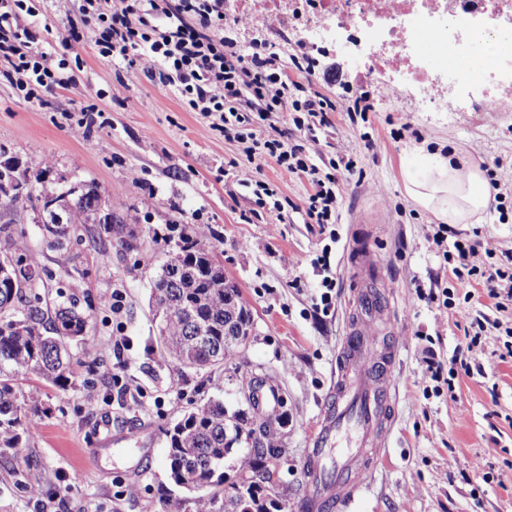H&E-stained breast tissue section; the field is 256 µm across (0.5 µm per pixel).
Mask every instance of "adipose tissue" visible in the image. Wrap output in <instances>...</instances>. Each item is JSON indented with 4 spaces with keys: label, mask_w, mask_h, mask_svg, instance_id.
<instances>
[{
    "label": "adipose tissue",
    "mask_w": 512,
    "mask_h": 512,
    "mask_svg": "<svg viewBox=\"0 0 512 512\" xmlns=\"http://www.w3.org/2000/svg\"><path fill=\"white\" fill-rule=\"evenodd\" d=\"M409 198L449 224H463L486 208L484 173L467 165L456 151L417 147L403 166Z\"/></svg>",
    "instance_id": "adipose-tissue-1"
}]
</instances>
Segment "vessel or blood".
I'll use <instances>...</instances> for the list:
<instances>
[{
  "mask_svg": "<svg viewBox=\"0 0 512 512\" xmlns=\"http://www.w3.org/2000/svg\"><path fill=\"white\" fill-rule=\"evenodd\" d=\"M348 265L360 289L361 309L349 329V339L336 364L335 402L326 412L305 464L308 512L336 507L342 512L361 488L367 487L373 470L364 449L379 447L387 431L391 380L370 378L362 353L368 345L365 319L377 311L370 291L376 261L365 243L355 242L347 253Z\"/></svg>",
  "mask_w": 512,
  "mask_h": 512,
  "instance_id": "obj_1",
  "label": "vessel or blood"
}]
</instances>
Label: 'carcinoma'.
Here are the masks:
<instances>
[{
  "mask_svg": "<svg viewBox=\"0 0 512 512\" xmlns=\"http://www.w3.org/2000/svg\"><path fill=\"white\" fill-rule=\"evenodd\" d=\"M88 193L72 200L62 224L39 226L42 242L56 251L81 240L98 200V187L87 183ZM53 182L35 176L24 193L0 194V451L20 447L23 436L36 431L39 404L21 395L15 381L26 375L41 378L65 393L77 383L81 360L73 357L66 339L79 335L88 315L77 300L57 290L50 319H45L42 297L36 289L44 280L29 276L31 260L17 251L11 224L34 207L40 195L54 194ZM139 224V209L115 214V223L103 226L98 251L108 255L114 244L125 252L138 250L123 236ZM178 232L163 238L166 259L153 281L149 301L163 307L157 348L176 364L170 376L175 392L182 390L187 371L204 372L211 381L224 367L239 337L250 335L251 311L242 301L238 285L224 276L209 227L174 224ZM279 415L260 414L258 403L229 411L221 394L194 404L164 429L166 469L172 488L165 491L163 512L173 505L178 512H287L271 486V462L286 454L276 424ZM234 431L246 449L234 447L227 434ZM231 461L230 471L224 470Z\"/></svg>",
  "mask_w": 512,
  "mask_h": 512,
  "instance_id": "obj_1",
  "label": "carcinoma"
}]
</instances>
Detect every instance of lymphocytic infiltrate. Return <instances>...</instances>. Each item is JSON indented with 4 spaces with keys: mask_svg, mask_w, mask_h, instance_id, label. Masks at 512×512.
I'll return each instance as SVG.
<instances>
[{
    "mask_svg": "<svg viewBox=\"0 0 512 512\" xmlns=\"http://www.w3.org/2000/svg\"><path fill=\"white\" fill-rule=\"evenodd\" d=\"M28 0H0V75L15 83L25 98L38 100L66 87L62 70L69 60L32 48L34 36L24 24L33 14ZM197 24H189V17ZM89 38L103 55L138 52V68L148 76L177 86L184 106L217 113L218 130L256 153L276 158L283 173L306 176L313 191L306 200L310 223L327 227L338 220L343 187L335 175L320 174L304 146L292 143L289 132L278 129L274 138L259 140L254 121L276 127L289 113L294 130L312 132L335 111L330 100L288 83L276 58L261 49L245 57L224 35V0H83L78 16L67 21L68 39ZM433 241L456 278L482 281L489 295L512 300V267L474 264L479 242L449 239L447 225H438Z\"/></svg>",
    "mask_w": 512,
    "mask_h": 512,
    "instance_id": "f902f5d3",
    "label": "lymphocytic infiltrate"
}]
</instances>
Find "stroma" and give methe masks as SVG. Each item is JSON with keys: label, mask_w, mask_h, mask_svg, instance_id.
Segmentation results:
<instances>
[{"label": "stroma", "mask_w": 512, "mask_h": 512, "mask_svg": "<svg viewBox=\"0 0 512 512\" xmlns=\"http://www.w3.org/2000/svg\"><path fill=\"white\" fill-rule=\"evenodd\" d=\"M33 4L37 12L27 24L35 48L80 57L82 66L67 88L40 103L0 78V147L29 175L48 158L70 182L96 183L114 212L140 206L148 196L153 206L139 223L141 254L115 251L107 260L85 241L72 243L66 253L47 249L37 225L26 217L18 221V248L53 275L40 291L45 302H53L56 278L66 269L75 295L91 303L93 312L83 333L68 341L70 352L85 363L73 390L57 393L31 375L18 381L45 412L36 434L0 454V512H163L162 430L198 399L190 385L181 398L170 394L173 364L156 350V322L148 308L165 259L152 236L166 234L172 224L210 226L224 274L251 309L246 344L224 361V404L237 406V377L246 371L271 374L284 393L279 429L287 453L275 492L287 501L288 512H300L303 463L355 312L346 249L357 238L378 263L376 287L388 317L375 322L373 339L381 350L396 352V397L385 444L372 453L370 485L349 512H512V363L494 354L499 336L488 333L468 352L472 372L459 377L454 396L424 395L429 357L450 360L472 316L511 326L512 308L498 310L486 288L448 272L432 238L437 218L408 197L402 175L417 142L443 140L512 189V102L496 112H430L372 80L373 110L366 120H355L346 110L349 76L339 58L316 55L314 72L307 75L292 62L300 51L297 37L272 27L260 33L258 40L277 55L290 79L337 106L314 136L296 137L314 164L336 161V175L345 182L331 245L336 298L323 314L315 309L322 273L312 260L327 242L300 212L312 190L308 178L283 175L270 157L248 159L241 144L210 130L208 117L186 111L176 87L131 72L123 58L101 55L92 41L64 48L58 34L80 0ZM91 104L101 110V122L73 135V123ZM350 159L356 167L348 172L343 165ZM247 178L276 185L293 204L285 223H270L263 210L242 220L251 206ZM452 230L460 236L478 232V260L490 255L505 262L512 253V199L501 207L489 202L478 219ZM286 256L291 265H283ZM436 279L453 292L455 308L417 297V289ZM116 288L126 296L117 317ZM120 337L130 346L120 359L126 372L117 388L112 367L118 359L102 347ZM34 465L44 478L37 497L26 488Z\"/></svg>", "instance_id": "obj_1"}]
</instances>
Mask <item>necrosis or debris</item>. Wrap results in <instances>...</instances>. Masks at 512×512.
Listing matches in <instances>:
<instances>
[{"label":"necrosis or debris","mask_w":512,"mask_h":512,"mask_svg":"<svg viewBox=\"0 0 512 512\" xmlns=\"http://www.w3.org/2000/svg\"><path fill=\"white\" fill-rule=\"evenodd\" d=\"M258 16L279 31L341 49L375 42L380 52L368 65L393 73L394 91L419 93L433 111H443L442 88L462 97L492 89L482 100L497 109L512 93V45L495 61L475 71L469 66L477 37L501 41L504 20L512 18V0H260ZM447 51L427 55V34Z\"/></svg>","instance_id":"4bbe7bcc"}]
</instances>
